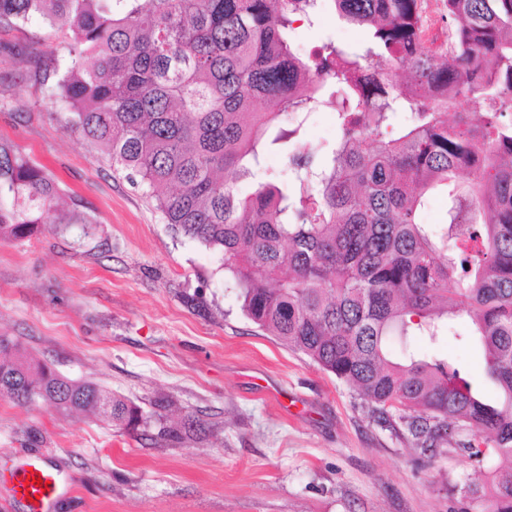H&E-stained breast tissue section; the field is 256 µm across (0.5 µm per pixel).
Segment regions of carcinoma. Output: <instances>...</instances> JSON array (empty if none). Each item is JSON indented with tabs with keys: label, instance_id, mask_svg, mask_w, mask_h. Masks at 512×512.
Returning <instances> with one entry per match:
<instances>
[{
	"label": "carcinoma",
	"instance_id": "cac0c4a2",
	"mask_svg": "<svg viewBox=\"0 0 512 512\" xmlns=\"http://www.w3.org/2000/svg\"><path fill=\"white\" fill-rule=\"evenodd\" d=\"M332 2L371 39L294 52L288 29L313 23L317 0H0V25L64 31L67 58L34 83L53 81L72 126L139 178L174 233L222 255L250 321L346 384L374 421L400 423L422 457L469 430L458 449L477 467L507 465L458 486L460 512H512V0H448L442 55L419 46L420 0ZM326 97L334 145H296L288 185L241 193L267 143L297 138ZM468 99L485 111L448 122ZM397 112L411 124L395 128ZM437 191L447 209L432 229L422 214ZM60 197L0 142V239L91 223ZM460 320L493 398L460 361L394 355L395 339L434 341ZM0 398L89 412L153 444L180 439L149 433L126 398L32 361L8 336Z\"/></svg>",
	"mask_w": 512,
	"mask_h": 512
}]
</instances>
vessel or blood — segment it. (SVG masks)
<instances>
[{"label":"vessel or blood","instance_id":"obj_1","mask_svg":"<svg viewBox=\"0 0 512 512\" xmlns=\"http://www.w3.org/2000/svg\"><path fill=\"white\" fill-rule=\"evenodd\" d=\"M31 476L42 479V486L26 487L25 482ZM0 485L7 489L12 501L29 503L32 512H48L68 489L60 470L44 457L0 472Z\"/></svg>","mask_w":512,"mask_h":512}]
</instances>
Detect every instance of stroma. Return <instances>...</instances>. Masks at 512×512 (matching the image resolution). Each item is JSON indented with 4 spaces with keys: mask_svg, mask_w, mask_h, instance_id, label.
<instances>
[{
    "mask_svg": "<svg viewBox=\"0 0 512 512\" xmlns=\"http://www.w3.org/2000/svg\"><path fill=\"white\" fill-rule=\"evenodd\" d=\"M366 31L324 0L315 26L289 42L307 56L326 40ZM67 51L32 22L0 26V141L57 181L93 224L0 241V336L171 425L201 435L149 445L81 412L0 399V470L47 455L71 490L51 512H459L456 485L480 479L456 452L414 454L398 427L374 422L332 375L260 330L241 310L219 254L176 236L139 186L67 125V111L34 71ZM456 336L413 338L418 356L482 363Z\"/></svg>",
    "mask_w": 512,
    "mask_h": 512,
    "instance_id": "obj_1",
    "label": "stroma"
}]
</instances>
